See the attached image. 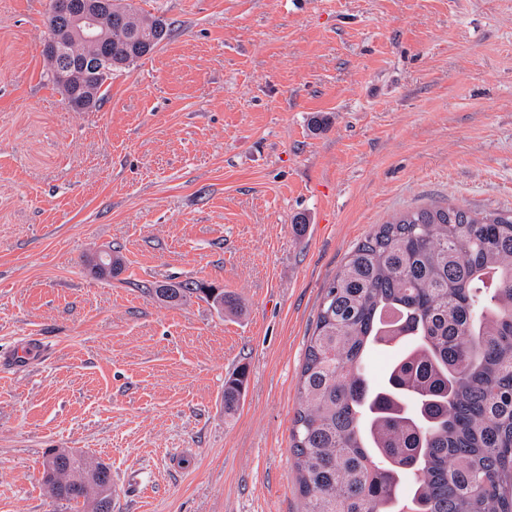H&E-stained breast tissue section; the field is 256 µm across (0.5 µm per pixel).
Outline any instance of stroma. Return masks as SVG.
Segmentation results:
<instances>
[{
	"instance_id": "stroma-1",
	"label": "stroma",
	"mask_w": 512,
	"mask_h": 512,
	"mask_svg": "<svg viewBox=\"0 0 512 512\" xmlns=\"http://www.w3.org/2000/svg\"><path fill=\"white\" fill-rule=\"evenodd\" d=\"M134 4L169 37L76 112L45 73L48 0H0V355L46 352L0 372V512H72L41 488L50 448L110 464L114 512H301L324 286L401 212L512 207V0ZM182 281L242 309L151 293ZM244 389V373L232 374L224 381V415H234L240 404Z\"/></svg>"
}]
</instances>
